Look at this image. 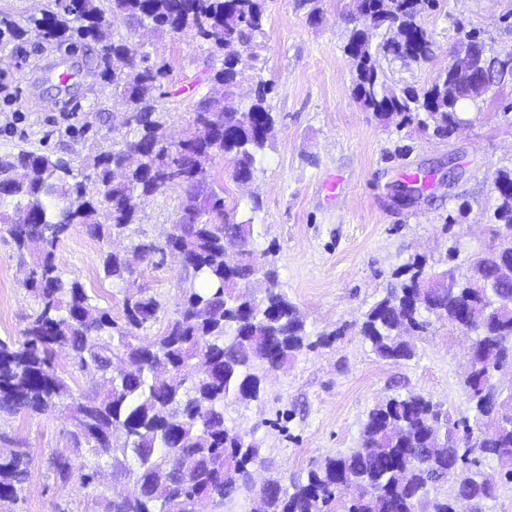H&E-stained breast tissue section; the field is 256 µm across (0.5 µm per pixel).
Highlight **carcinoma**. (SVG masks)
<instances>
[{
	"mask_svg": "<svg viewBox=\"0 0 512 512\" xmlns=\"http://www.w3.org/2000/svg\"><path fill=\"white\" fill-rule=\"evenodd\" d=\"M353 2L373 20L366 30L353 23L343 46L354 65L353 93L384 124L414 125L446 139L465 121L460 108L484 101L509 76L494 58L483 56L485 76L472 79L460 48L463 73L450 76L441 68L428 86L398 92L386 84L381 66L393 55L395 26L410 47L408 59L430 61L433 42L421 15L438 0ZM115 18L125 21L126 34L113 35ZM265 20V0H54V9L25 19L47 42L76 38L97 49L101 60H112L101 81L126 101L133 117V137L116 143L111 155L94 157L86 165L90 173L80 180L74 160L58 152L21 149L0 156V231L8 234L18 259L32 264L34 276L24 287L38 304L22 339H0V417L53 411L71 397L70 384L55 365L60 351L78 370L90 366L99 372L101 387L69 408L77 420L69 453L55 454L51 465L63 482L76 473L89 485L103 464L112 477L131 479L133 492L103 498L102 512H195L202 499L211 512L224 508L240 488L253 484L259 460L256 444L225 425L224 404L257 399L260 371L310 347L302 316L279 288L275 264L259 260L254 225L227 217L209 171L222 151L230 158L233 179L254 178L273 138L271 82L254 81L249 105L243 110L234 105ZM145 24L161 37L176 35L177 24L209 44L208 80L224 88L220 98L198 100L203 111L193 113L192 132L180 145L163 140L159 103L170 65L140 50L136 29ZM23 33L19 21L0 16V40ZM132 147L147 154V166L114 177ZM493 185L491 240L465 271L436 270L417 257L399 272L402 280L363 314L357 333L377 356L395 362L413 358L415 348L403 340V326L425 333L435 319L455 328L466 311L473 321V346L496 359H512V280L498 277L502 265H512V169L497 170ZM174 187L180 204L172 244L187 253L188 286L176 317L144 339L137 331L159 320L161 304L154 296L128 288L120 326L92 304L81 282L60 274L55 253L73 226L81 225L92 238L110 237L136 223L141 197ZM226 238L241 244L234 264L225 260ZM101 260L105 276L130 281L125 256L107 252ZM432 276L444 286L419 294V280ZM464 387L478 420L490 392L487 371ZM452 436L467 452L456 464L448 462ZM483 458L497 461L512 481V419L479 438L469 420L451 419L443 405L420 394H397L368 412L357 448L326 457L290 491L277 480L267 481L255 492L257 512H454L461 495L486 512L496 489L486 486L478 469ZM29 466L23 448L0 456V499L19 497ZM346 480L364 486L366 494L337 498V486Z\"/></svg>",
	"mask_w": 512,
	"mask_h": 512,
	"instance_id": "cac0c4a2",
	"label": "carcinoma"
}]
</instances>
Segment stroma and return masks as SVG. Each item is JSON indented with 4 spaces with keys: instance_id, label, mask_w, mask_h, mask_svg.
<instances>
[{
    "instance_id": "obj_1",
    "label": "stroma",
    "mask_w": 512,
    "mask_h": 512,
    "mask_svg": "<svg viewBox=\"0 0 512 512\" xmlns=\"http://www.w3.org/2000/svg\"><path fill=\"white\" fill-rule=\"evenodd\" d=\"M348 0H321L322 18L309 22L303 0H266L264 34L251 75L269 80L277 118L275 137L248 185L236 183L230 162L216 157L212 175L237 220H253L255 246L275 263L282 292L300 310L311 348L283 368L265 373L258 399L224 406L227 426L250 434L263 459L257 482L283 488L307 479L324 458L357 447L368 411L397 393L442 403L453 419L471 416L463 387L467 339L446 323L413 337L415 356L393 363L377 357L357 333L370 305L415 256L428 264L465 267L490 238L489 201L496 170L512 168V81L489 92L471 121L439 140L415 128L384 126L352 92L353 66L343 52ZM422 20L433 41L428 62L390 59L389 86L418 89L448 63L464 31L481 34L488 51L512 52V0H439ZM151 58L166 60L167 132L187 135L197 100L216 93L204 62L207 43L192 35L158 37L140 31ZM101 63L86 46L49 43L35 32L0 48V156L18 149L53 150L82 162L110 150L125 128L122 101L102 88ZM74 72L69 86L56 74ZM425 189L400 201L398 186L411 174ZM336 180L335 193L324 184ZM259 198V210L250 201ZM180 192L145 199L138 223L102 241L79 227L58 245L63 277L79 280L98 307L124 322L125 283L106 278L104 252L143 241L164 246ZM9 236L0 232V337L18 340L37 310L24 286ZM184 272L171 255L134 267L136 286L158 299L162 319L174 317ZM19 447L28 449L30 479L0 512H101L100 498L125 488L102 468L97 481L61 483L49 458L66 451L73 425L66 411L21 413L0 419Z\"/></svg>"
}]
</instances>
